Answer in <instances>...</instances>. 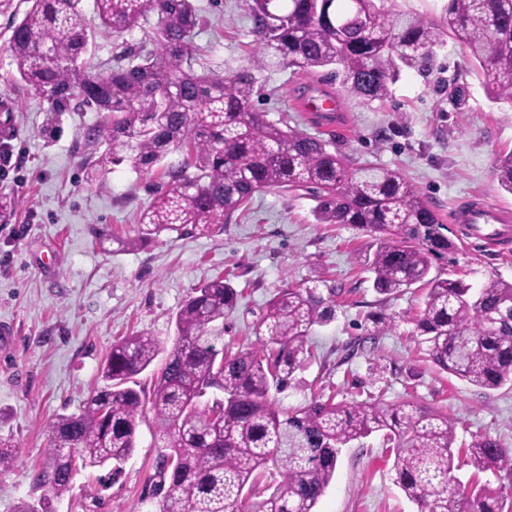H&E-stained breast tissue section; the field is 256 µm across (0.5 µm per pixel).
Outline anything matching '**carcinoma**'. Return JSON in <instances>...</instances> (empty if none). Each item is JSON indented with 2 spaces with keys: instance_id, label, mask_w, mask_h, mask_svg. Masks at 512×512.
Listing matches in <instances>:
<instances>
[{
  "instance_id": "1",
  "label": "carcinoma",
  "mask_w": 512,
  "mask_h": 512,
  "mask_svg": "<svg viewBox=\"0 0 512 512\" xmlns=\"http://www.w3.org/2000/svg\"><path fill=\"white\" fill-rule=\"evenodd\" d=\"M29 2L7 47L20 79L54 112L103 113L86 141L126 147L135 169L157 176L127 246L164 232L210 236L263 189L304 191L316 202V223L375 234L366 265L377 293L429 285L415 335L439 369L482 389L512 384V282L475 287L430 276L432 260L455 245L399 171L373 162L354 168L330 142L271 121L253 104L265 74L285 69L328 68L349 92L382 100L403 71L431 72L451 34L470 50L489 100L512 112V0H448L438 22L384 0H252L253 61L228 75L193 68L194 0H94L100 27L114 36L156 16L155 50L129 46L105 71L77 65L93 44L81 0ZM494 172L512 193V151L497 157ZM335 297L336 285L319 278L287 284L260 319L264 340L232 351L217 344L237 291L217 277L176 313L171 348L146 332L114 342L102 367L106 386L48 424L35 478L45 494L17 512H50V499L70 492L81 466L110 465L117 477L148 411L163 442L153 486L160 512H313L341 448L380 431L395 452L396 484L418 512H504L503 490L455 485L454 423L438 410L332 399L276 406L270 392L300 382L307 338L335 319ZM367 321L358 350L395 327L385 313ZM162 354L147 391L137 377ZM467 452L478 472L512 471V451L489 435L474 436Z\"/></svg>"
}]
</instances>
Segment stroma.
Returning <instances> with one entry per match:
<instances>
[{
	"label": "stroma",
	"instance_id": "stroma-1",
	"mask_svg": "<svg viewBox=\"0 0 512 512\" xmlns=\"http://www.w3.org/2000/svg\"><path fill=\"white\" fill-rule=\"evenodd\" d=\"M203 19L194 41L203 54L196 71L231 74L248 68L256 36L246 0H195ZM27 0H0V322L12 324L9 350H0V440L15 444L12 467L0 473V512H15L33 495L32 482L47 448V424L79 412L103 388L101 366L114 341L136 332L172 344L174 316L194 288L224 276L238 292L224 319V343L255 342L260 310L287 283L320 277L335 283L336 318L308 338L311 356L301 383L275 399L284 409L311 400L412 402L447 413L456 448L489 434L512 449V388L479 389L438 370L414 336L425 285L380 295L361 263L375 250L373 234L353 224L315 223L313 200L279 190L255 193L211 236L165 233L134 249L138 213L148 205L150 175L123 163L104 180L85 161L105 156L108 144L88 145L86 130L103 120L92 110L51 113L50 103L18 79L6 51L11 26ZM469 50L447 39L429 76L403 71L384 100L368 101L325 72L291 69L268 74L256 108L270 120L332 141L354 162L399 170L435 211L454 253L434 261L432 274L478 285L495 276L512 281V238L503 250L465 245L453 207L481 198L512 208V194L494 175L498 155L512 151V112L491 105ZM464 87L463 104L448 86ZM318 85L334 93L341 115L332 122L299 111V89ZM56 130L45 134L47 121ZM394 316L392 331L372 348L348 354L367 315ZM152 414L138 426V445L122 473L101 488L100 468L81 470L74 490L52 503L54 512H82L101 494L100 512H158L152 497L157 457ZM394 454L374 434L343 448L336 477L315 512H418L397 486Z\"/></svg>",
	"mask_w": 512,
	"mask_h": 512
}]
</instances>
